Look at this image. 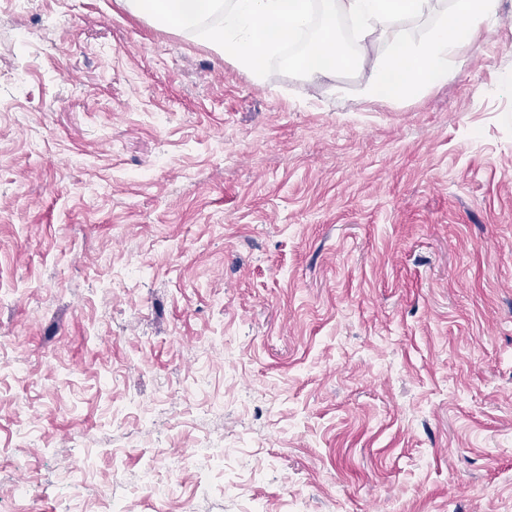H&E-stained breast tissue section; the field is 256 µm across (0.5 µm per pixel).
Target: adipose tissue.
I'll return each instance as SVG.
<instances>
[{
    "instance_id": "obj_1",
    "label": "adipose tissue",
    "mask_w": 512,
    "mask_h": 512,
    "mask_svg": "<svg viewBox=\"0 0 512 512\" xmlns=\"http://www.w3.org/2000/svg\"><path fill=\"white\" fill-rule=\"evenodd\" d=\"M498 0H457L455 9L442 15L418 43L396 33L389 50L374 52L379 21L399 20L400 6L411 17H421L430 0H322L325 32L336 29L345 17L360 50L356 64L365 74L369 97H396L410 81L430 83L447 79L448 59L471 40L485 20L497 11ZM133 11L161 23H176L199 43L232 58L237 67L262 80L264 62L272 55L277 36L294 35L311 25V0H125ZM346 55L340 43L316 39L309 62L303 66L307 81L334 76Z\"/></svg>"
}]
</instances>
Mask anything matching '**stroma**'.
I'll return each mask as SVG.
<instances>
[{
	"instance_id": "35a3bbf8",
	"label": "stroma",
	"mask_w": 512,
	"mask_h": 512,
	"mask_svg": "<svg viewBox=\"0 0 512 512\" xmlns=\"http://www.w3.org/2000/svg\"><path fill=\"white\" fill-rule=\"evenodd\" d=\"M448 69L0 0V512H512V0ZM346 59L347 56L339 42L323 41L318 37L314 42L310 61L302 68L304 78L311 82L334 76L336 67Z\"/></svg>"
}]
</instances>
